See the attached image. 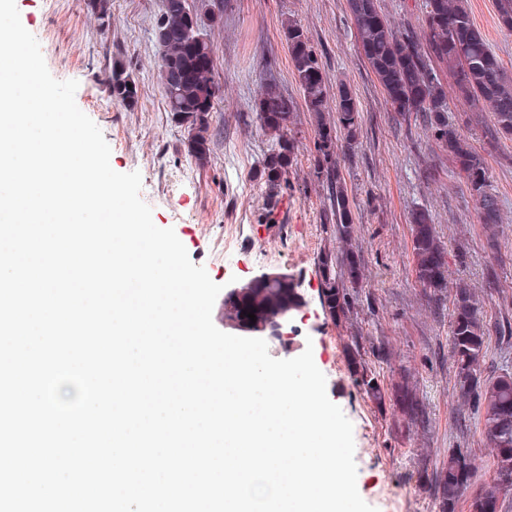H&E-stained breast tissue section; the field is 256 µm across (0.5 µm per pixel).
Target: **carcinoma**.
Returning <instances> with one entry per match:
<instances>
[{
  "label": "carcinoma",
  "instance_id": "obj_1",
  "mask_svg": "<svg viewBox=\"0 0 512 512\" xmlns=\"http://www.w3.org/2000/svg\"><path fill=\"white\" fill-rule=\"evenodd\" d=\"M352 23L361 53L399 116L423 113L426 127L457 163L466 191L478 210L479 222L494 234L501 222L497 195L492 192L490 171L484 154L469 142L464 131L448 119V100L454 99L473 114L489 112L494 119L488 131L490 151L502 140H512V77L474 25L464 0H424L420 30L415 33L396 26L384 17L377 0H348ZM204 14L197 0H164L162 13L153 29L160 53V74L168 111L187 130L188 156L201 164L211 144V121L218 87L215 81L213 46L202 30ZM294 75L304 102L315 116L318 153L317 178L326 183L328 208L324 221L340 244L319 258L323 300L336 321L348 319L350 289L360 288L363 272L358 255L352 251L354 220L340 176V156L357 147L360 133V106L350 88L341 85L333 95L334 116L323 112L327 91L322 61L303 28L293 20L283 27ZM450 81H445L443 75ZM107 91L112 100L132 107L138 102V83L123 64L112 66ZM293 102L273 86L263 92L257 119L269 137L264 160L269 188L280 187L295 157V140L288 124ZM412 247L415 277L424 289L447 287L446 251L429 214L412 215ZM449 358L460 395L478 393L479 425L495 448L493 475L470 503V512H501L500 494L512 489V373L482 379L481 368L487 354L491 331L501 337L512 335V324L489 326L473 292L464 282L452 289ZM298 307L293 286L276 277L245 289L243 297L224 303V319L234 324L249 323L250 331L261 332ZM249 311L256 322L243 315ZM349 363L357 386L372 401L382 404L393 398L402 412L415 419L418 407L407 378L393 393L385 391L376 372L368 367L358 341L349 349ZM474 468L468 455L460 452L448 458V467L435 482L443 504L442 512L455 507L472 484Z\"/></svg>",
  "mask_w": 512,
  "mask_h": 512
}]
</instances>
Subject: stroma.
Returning <instances> with one entry per match:
<instances>
[{
	"instance_id": "1",
	"label": "stroma",
	"mask_w": 512,
	"mask_h": 512,
	"mask_svg": "<svg viewBox=\"0 0 512 512\" xmlns=\"http://www.w3.org/2000/svg\"><path fill=\"white\" fill-rule=\"evenodd\" d=\"M217 13L205 32L216 53L220 95L205 165L186 155L187 132L171 116L159 79L153 27L163 0H112L102 25L84 0H16L23 26L38 40L51 75L75 80L78 107L100 128L120 173L140 172L141 197L156 226L174 229L194 264L234 290L279 275L290 280L299 309L269 353L291 359L312 349L329 399L353 425L357 488L377 512H442L437 471L467 450L476 483L488 481L493 451L473 402L454 387L448 359L449 291L431 293L413 271L410 216L428 209L448 252L449 282L464 281L487 322L512 319V141L488 158L501 201L495 241L479 224L454 160L419 119L398 121L358 48L347 0H202ZM478 29L512 75V32L498 21L497 0H468ZM300 24L317 49L328 90L347 85L360 105L359 145L341 159L364 283L347 324L333 321L322 298L317 262L336 245L325 231L327 188L314 170L317 129L300 96L282 25ZM138 80L134 108L113 102L107 80L115 59ZM294 103L289 127L296 158L276 196L262 160L268 138L256 118L263 87ZM359 336L368 366L384 384L407 373L420 414L408 421L393 404L375 405L357 387L347 344Z\"/></svg>"
}]
</instances>
